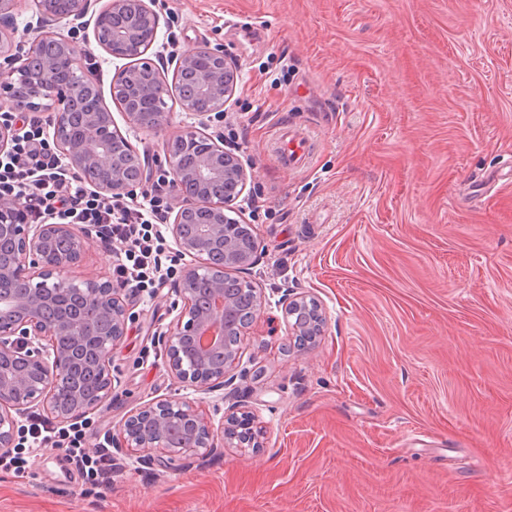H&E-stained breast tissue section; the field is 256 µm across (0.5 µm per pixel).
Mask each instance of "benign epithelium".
Masks as SVG:
<instances>
[{
	"instance_id": "obj_1",
	"label": "benign epithelium",
	"mask_w": 512,
	"mask_h": 512,
	"mask_svg": "<svg viewBox=\"0 0 512 512\" xmlns=\"http://www.w3.org/2000/svg\"><path fill=\"white\" fill-rule=\"evenodd\" d=\"M42 17L82 19L89 0H69L55 12L54 0H36ZM158 17L147 0H108L95 18V42L115 57L142 37L155 41ZM12 38L0 33V57L17 65L0 79V110L16 112L17 102L38 108L54 105L51 125L56 149L68 171L103 197L136 196L147 175L139 165L125 172L112 113L100 106L99 90L82 81L85 48L56 37L34 41L21 56ZM175 72L191 73L190 85H175L181 109L205 122L224 111L234 84V65L220 48L208 46L181 55ZM127 97L124 115L136 128L160 129L167 113L159 100L155 121L146 126L141 69L124 67L112 88ZM16 128L0 121V157L13 153ZM179 200L167 225L172 253L182 262L174 292L181 307L170 329L157 337L171 373L196 394H211L248 376L241 343L264 306V295L244 278L258 261L259 242H243L238 225L224 223V211L244 191L248 173L240 160L198 130L171 142L164 156ZM93 229L79 224H27L22 203L0 199V236L13 249L0 255V284L20 285L0 293V452L17 447V416L39 406L62 423L84 421L112 393V355L125 334L131 312L122 288L108 279L77 280L69 272L82 261ZM281 306L293 347L304 353L321 335L326 319L305 295L285 294ZM214 420L193 398L151 400L130 412L112 433V447L125 448L144 462L160 453L170 460L207 456L220 431L226 448H260L254 415L235 405Z\"/></svg>"
}]
</instances>
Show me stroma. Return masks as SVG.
<instances>
[{"mask_svg": "<svg viewBox=\"0 0 512 512\" xmlns=\"http://www.w3.org/2000/svg\"><path fill=\"white\" fill-rule=\"evenodd\" d=\"M152 7L159 71L204 46L237 67L223 118L203 129L249 174L233 212L262 247L250 279L267 303L235 398L264 446L150 464L116 448L106 489L50 448L25 477L0 473V512H512V0ZM37 27L86 45L85 74L157 179L168 142L198 118L170 96L161 130L131 126L111 97L126 59L89 23L41 20L33 0L0 20L24 44ZM287 130L310 140L294 168L272 150ZM115 250L93 237L73 277L111 278ZM174 283L123 289L133 317L83 447L150 400L186 396L156 342ZM288 292L327 316L303 355L279 306Z\"/></svg>", "mask_w": 512, "mask_h": 512, "instance_id": "35a3bbf8", "label": "stroma"}]
</instances>
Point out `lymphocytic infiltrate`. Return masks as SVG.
Here are the masks:
<instances>
[{
  "label": "lymphocytic infiltrate",
  "mask_w": 512,
  "mask_h": 512,
  "mask_svg": "<svg viewBox=\"0 0 512 512\" xmlns=\"http://www.w3.org/2000/svg\"><path fill=\"white\" fill-rule=\"evenodd\" d=\"M169 185L167 175H159L149 195L139 202L122 196H98L68 173L38 117L29 118L26 130L15 141L13 156L0 163V198L19 200L27 223L58 219L97 227L101 236L125 246L123 258L112 270L116 284L149 294L165 282L161 227L169 213ZM26 432L28 447L0 453L1 471L23 475L29 456L38 455L59 439L66 442L70 463L88 483H111L110 448H82L79 436L36 415L29 416Z\"/></svg>",
  "instance_id": "lymphocytic-infiltrate-1"
}]
</instances>
